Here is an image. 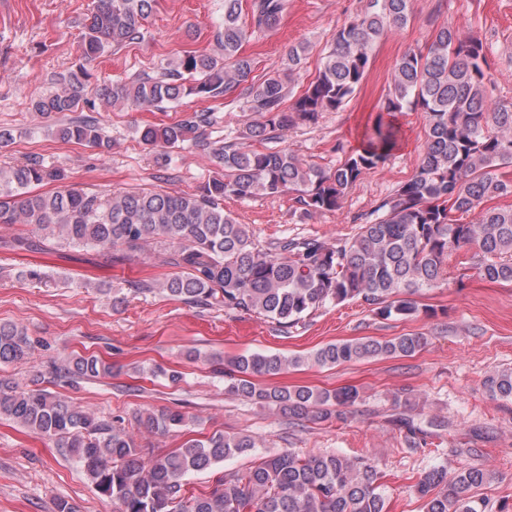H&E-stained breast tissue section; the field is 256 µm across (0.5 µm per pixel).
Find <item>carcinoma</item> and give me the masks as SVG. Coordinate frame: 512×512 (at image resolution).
I'll use <instances>...</instances> for the list:
<instances>
[{"instance_id":"1","label":"carcinoma","mask_w":512,"mask_h":512,"mask_svg":"<svg viewBox=\"0 0 512 512\" xmlns=\"http://www.w3.org/2000/svg\"><path fill=\"white\" fill-rule=\"evenodd\" d=\"M157 2L95 0L81 32L83 63L58 75L54 92L31 101V109L50 122L47 130L100 153L111 149L109 136L92 116L96 105L88 91L97 77L90 63L140 40ZM287 6L288 0H224L215 52L186 51L169 61L159 77L139 75L97 91L107 106L120 101L150 109L188 97L218 99L243 88L252 119L238 138L213 149L222 174L198 194L148 189L99 193L74 185L41 193L37 186L63 182L65 173L39 160L0 169V224H34L42 231L36 240L14 239L15 247L47 251L58 237L104 256L122 250L131 258L145 245L164 241L173 248L168 263L177 271L160 283L161 290L190 305L263 317L284 333L328 302L361 300L383 319L412 317L419 313L414 296L446 285L448 254L461 250L479 251L481 278L512 284V206H485L512 195V102L488 95L490 66L482 39L444 25L425 46L406 51L361 147L324 170L269 144L353 98L378 41L410 23L411 0H365L363 10L336 31L318 74L290 104L286 79L304 68L308 45L290 46L284 72L260 81L251 78L252 62L240 54L250 33L273 30ZM245 10L249 29L242 22ZM405 110H420L427 119L417 171L381 202L374 220L359 225L344 242L291 239L273 253L260 248L246 225L224 211L226 197L285 193L306 214L339 209L347 189L395 147L399 129L393 117ZM215 122L214 111L194 110L175 123L147 125L137 133L142 143L157 150L156 163L163 166L171 150L200 141ZM474 212L476 221L463 222ZM426 344L425 336L403 334L340 340L288 357L240 355L226 363L225 390L291 420L340 419L360 399L358 388L278 386L256 378L274 377L290 367L411 357ZM31 349L23 328L0 323V363H19ZM112 370V362L96 354L68 356L53 365L55 376L69 383L110 377ZM38 384L37 379L28 384L1 379L0 419L66 449L118 512H388L376 466L364 457L334 453L269 454L243 471L224 474L208 494L188 498L183 493L188 475L252 454L255 439L216 432L189 438L174 453L154 455L138 447L122 424ZM484 388L493 399L512 401V368L489 375ZM134 420L160 435L181 432L187 425V416L177 408L147 409ZM490 479L489 471L475 466L454 474L433 467L421 475L417 491L425 512H484L477 491Z\"/></svg>"}]
</instances>
